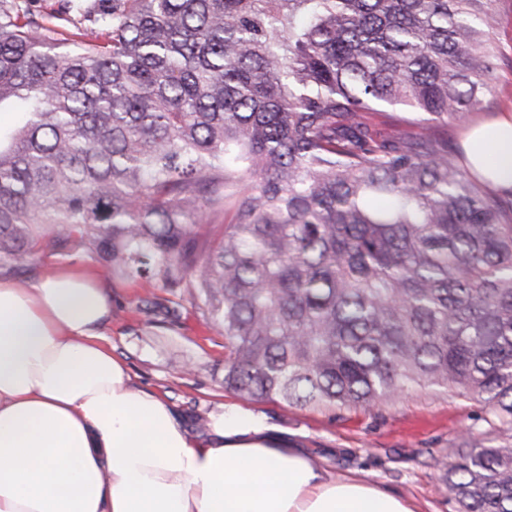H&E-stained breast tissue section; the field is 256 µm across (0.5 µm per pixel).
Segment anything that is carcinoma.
<instances>
[{
  "mask_svg": "<svg viewBox=\"0 0 512 512\" xmlns=\"http://www.w3.org/2000/svg\"><path fill=\"white\" fill-rule=\"evenodd\" d=\"M27 2L0 0V265L79 241L184 289L251 400L474 399L497 438L441 477L512 512V206L437 132L491 93L494 0H67L57 29Z\"/></svg>",
  "mask_w": 512,
  "mask_h": 512,
  "instance_id": "obj_1",
  "label": "carcinoma"
}]
</instances>
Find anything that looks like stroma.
Instances as JSON below:
<instances>
[{
  "label": "stroma",
  "instance_id": "obj_1",
  "mask_svg": "<svg viewBox=\"0 0 512 512\" xmlns=\"http://www.w3.org/2000/svg\"><path fill=\"white\" fill-rule=\"evenodd\" d=\"M496 10L500 55L493 74L495 93L471 114L474 125L512 102V0H497ZM52 264L99 270L112 293L105 343L125 363L132 382L163 395L187 425L203 428L211 413L234 406L288 431L330 477L377 483L411 500L418 512H458L441 478V462L459 430H487L488 413L478 402L422 390L372 412L342 416L327 409L249 401L224 388L223 329L205 322L181 289L105 271L99 255L79 243L39 252L22 268L1 267L0 277L26 282Z\"/></svg>",
  "mask_w": 512,
  "mask_h": 512
}]
</instances>
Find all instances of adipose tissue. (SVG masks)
Masks as SVG:
<instances>
[{
	"label": "adipose tissue",
	"instance_id": "obj_1",
	"mask_svg": "<svg viewBox=\"0 0 512 512\" xmlns=\"http://www.w3.org/2000/svg\"><path fill=\"white\" fill-rule=\"evenodd\" d=\"M466 156L512 188V103L465 132ZM112 294L87 267L0 278V512H414L334 479L263 417L189 429L102 342Z\"/></svg>",
	"mask_w": 512,
	"mask_h": 512
}]
</instances>
